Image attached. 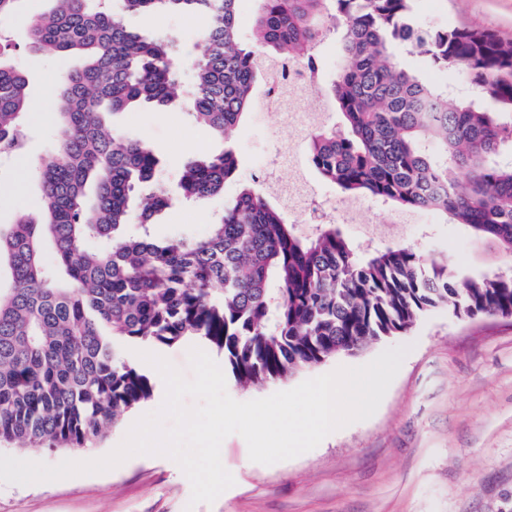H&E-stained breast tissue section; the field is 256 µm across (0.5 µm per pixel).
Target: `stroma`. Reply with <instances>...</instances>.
I'll return each instance as SVG.
<instances>
[{
  "label": "stroma",
  "instance_id": "35a3bbf8",
  "mask_svg": "<svg viewBox=\"0 0 512 512\" xmlns=\"http://www.w3.org/2000/svg\"><path fill=\"white\" fill-rule=\"evenodd\" d=\"M51 6V0H23L16 14L0 20V32L18 45L15 61L29 76L34 106L24 120L22 158L0 162V185L6 187L0 193L2 229L23 218L38 219L41 213L40 185L32 177H20L19 165H39L54 157L59 124L53 99L43 94L44 82L79 63L73 56L25 48L33 17ZM414 9L427 25L453 22L512 38V0H416ZM128 24L137 32L177 34L188 54L197 52L198 26L189 17L159 12L129 17ZM113 128L143 140L162 156L170 180L192 155L224 149L221 140L176 111H125L115 115ZM282 144L275 116L250 113L235 138L238 172L223 194L175 205L156 225V234L203 235L213 218L256 178L257 154L275 157ZM299 171L354 245H414L452 269L474 274L491 270L489 245L465 226L420 211L399 228L392 208L382 203L368 211L366 224H348V200L324 183L306 158H299L297 170L280 169L279 177L287 181ZM19 178L23 188L9 191V184ZM400 345L409 346L410 352L374 415L333 431L316 448L263 465L250 460L240 435L226 437L223 465L235 483L213 503L191 504V484L170 458L136 455L100 474L29 485L0 483V512H512V318H469L437 308L409 331L356 354L337 356L262 387L245 389L230 379L226 391L239 402L265 398L340 367L365 365ZM163 399V388H156L151 400L127 413L91 449H18L0 442V455L49 465L104 457Z\"/></svg>",
  "mask_w": 512,
  "mask_h": 512
}]
</instances>
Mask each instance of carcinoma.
Segmentation results:
<instances>
[{
  "label": "carcinoma",
  "instance_id": "cac0c4a2",
  "mask_svg": "<svg viewBox=\"0 0 512 512\" xmlns=\"http://www.w3.org/2000/svg\"><path fill=\"white\" fill-rule=\"evenodd\" d=\"M29 49L76 56L57 94L56 157L40 172L39 223L0 229V438L19 448H83L153 397L125 349L202 342L224 352L242 388L287 378L411 329L440 306L512 317V40L491 29L423 27L413 0H258L250 41L240 0H54ZM200 18V54L183 82V44L138 33L127 18ZM338 34L340 64L324 91L340 121L315 127L303 150L322 181L351 200L430 211L491 242L507 267L462 276L413 245L361 249L334 224L304 236L287 208L245 185L202 236L158 239L173 205L224 193L238 170L233 142L292 58L317 67ZM463 74L496 105L450 98L419 80L396 48ZM0 38V154L22 148L29 78ZM181 109L224 141L193 158L174 189L144 142L107 116ZM55 265L44 262L46 251Z\"/></svg>",
  "mask_w": 512,
  "mask_h": 512
}]
</instances>
